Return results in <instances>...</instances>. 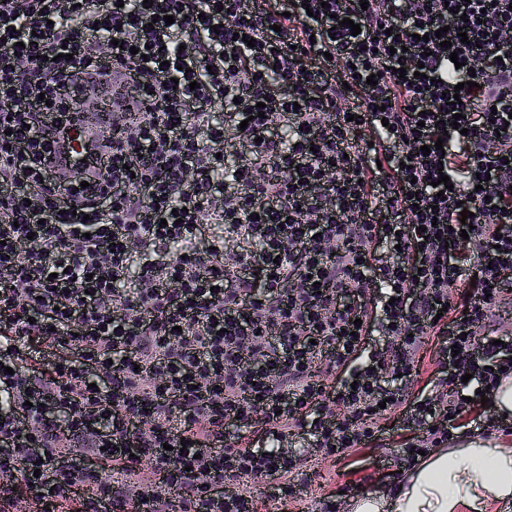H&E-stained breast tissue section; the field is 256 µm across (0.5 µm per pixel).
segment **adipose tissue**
<instances>
[{
    "mask_svg": "<svg viewBox=\"0 0 512 512\" xmlns=\"http://www.w3.org/2000/svg\"><path fill=\"white\" fill-rule=\"evenodd\" d=\"M512 500V445L475 438L431 452L387 497L364 494L351 512H486L490 500Z\"/></svg>",
    "mask_w": 512,
    "mask_h": 512,
    "instance_id": "obj_1",
    "label": "adipose tissue"
}]
</instances>
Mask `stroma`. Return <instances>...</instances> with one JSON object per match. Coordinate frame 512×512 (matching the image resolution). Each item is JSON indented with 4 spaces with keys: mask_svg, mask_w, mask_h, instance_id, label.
Returning <instances> with one entry per match:
<instances>
[{
    "mask_svg": "<svg viewBox=\"0 0 512 512\" xmlns=\"http://www.w3.org/2000/svg\"><path fill=\"white\" fill-rule=\"evenodd\" d=\"M385 432L377 442L359 448L339 460L309 459L298 481L301 491L297 498L274 497L270 481L250 479L246 485L257 498L258 512H316L320 501L334 497L338 512H350L354 497L385 492L396 485L405 471L395 463L401 452L404 431L397 416L384 423Z\"/></svg>",
    "mask_w": 512,
    "mask_h": 512,
    "instance_id": "obj_1",
    "label": "stroma"
}]
</instances>
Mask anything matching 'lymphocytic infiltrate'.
<instances>
[{
	"instance_id": "f902f5d3",
	"label": "lymphocytic infiltrate",
	"mask_w": 512,
	"mask_h": 512,
	"mask_svg": "<svg viewBox=\"0 0 512 512\" xmlns=\"http://www.w3.org/2000/svg\"><path fill=\"white\" fill-rule=\"evenodd\" d=\"M360 2L0 0V512H257L240 479L296 497L388 412L408 469L502 430L512 344L478 328L512 288V0ZM114 65L127 110L60 194ZM102 113L91 115V119L84 118L75 129L70 132L72 138L73 154L72 159L74 163L80 166H85L82 173L85 176L92 175L93 167L91 161L97 158V155H91L92 148L95 140V129L98 121L101 119ZM86 158V163H81V159ZM427 340L428 343L424 352L425 358L420 368V375L417 377V381L411 386L409 385L408 390L405 391V393L409 394L407 397L409 400L413 399L420 389L424 388L430 380L435 378L433 372L436 369L437 351L441 346L442 338L440 336H428Z\"/></svg>"
}]
</instances>
